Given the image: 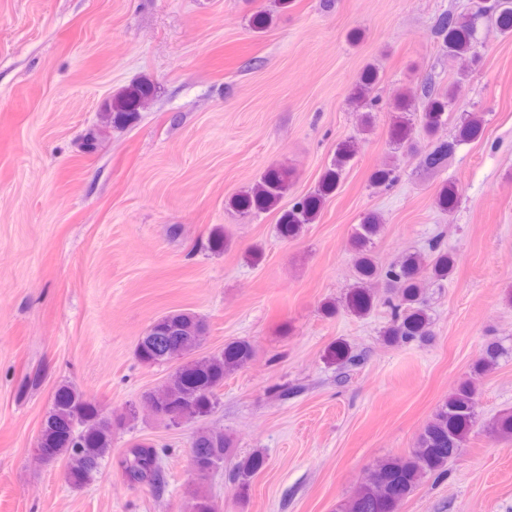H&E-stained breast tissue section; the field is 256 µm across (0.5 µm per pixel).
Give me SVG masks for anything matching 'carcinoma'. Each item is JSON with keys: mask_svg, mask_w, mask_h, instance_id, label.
Returning <instances> with one entry per match:
<instances>
[{"mask_svg": "<svg viewBox=\"0 0 512 512\" xmlns=\"http://www.w3.org/2000/svg\"><path fill=\"white\" fill-rule=\"evenodd\" d=\"M488 15L496 31L512 35V0H491L478 4L467 14L443 11L435 19L432 36L442 51L453 61L469 57L476 59L482 41L477 37L479 16ZM379 81L376 68L366 67L359 78L361 130H371L379 99L372 95ZM461 82L448 88L440 87L427 77L419 84L413 97L404 90L394 94L392 107L397 111L393 125L394 153L421 155L423 167L442 171L457 149L483 135L484 121L472 112H452L458 99ZM152 89L138 84L112 98V105L100 113V125L84 143V151H95L97 140L112 129L133 124L139 110L151 96ZM455 122L454 135L444 138L438 131ZM354 149H338L336 157L324 172L318 187L283 211L276 225L284 240H294L318 218L325 200L336 190L348 164L354 159ZM396 162L376 170L371 184L376 188L391 186L396 178ZM292 174L284 166L271 168L246 191L235 196L231 205L242 215L270 210L288 193ZM458 188L445 183L437 197V206L444 212L458 204ZM384 225L372 214L358 225L351 239L353 283L342 301L343 308L363 317L377 306L372 285L383 281L388 295L383 304L389 320L382 336L390 346L420 345L434 336V321L426 308L425 289L430 283L444 285L451 281L457 260L454 254L441 248V240H428L431 257L420 252L402 254L388 266L380 265L374 255L376 240ZM209 334L205 319L193 312L173 311L152 321L139 337L135 357L148 367L174 364L164 382L156 389L140 395V400L154 405L161 421L168 427L196 423L191 453L200 465L220 470L233 447L232 437L221 428L203 424L218 405L224 378L242 369L253 357L249 341L227 343L217 352L197 355ZM512 355V347L494 339L486 342L472 363L471 377L461 382L435 410L432 418L420 430L408 456L400 461L386 460L370 467L357 492L341 503L337 512H398L400 505L427 479L448 473V461L465 447L473 429L481 427L494 441H512V410L501 411L488 419L480 413L476 381L494 371L500 361ZM331 358L340 366L357 361L343 344L331 347ZM139 417L137 403L131 402L117 410H109L73 385L63 382L56 388L39 430L37 459L44 465L59 460L65 462V476L70 486L82 488L95 480L103 463L112 460L114 431L134 423ZM265 462L264 455L252 453L238 459L230 469V477L240 493L249 491L251 481ZM117 465L130 483H144L152 489L164 484L161 457L154 443L141 441L126 449ZM186 512H218L212 497L202 487L188 491Z\"/></svg>", "mask_w": 512, "mask_h": 512, "instance_id": "1", "label": "carcinoma"}]
</instances>
